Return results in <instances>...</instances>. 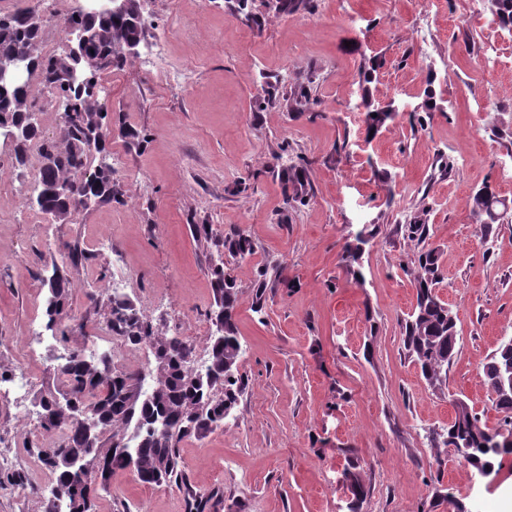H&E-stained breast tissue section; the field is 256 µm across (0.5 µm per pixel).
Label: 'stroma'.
I'll use <instances>...</instances> for the list:
<instances>
[{
  "label": "stroma",
  "instance_id": "1",
  "mask_svg": "<svg viewBox=\"0 0 512 512\" xmlns=\"http://www.w3.org/2000/svg\"><path fill=\"white\" fill-rule=\"evenodd\" d=\"M145 40L179 68V90L134 59L103 77L112 109L148 130L143 148L115 142L107 161L124 204L81 212L76 222H43L28 198L38 163L15 172L0 141V168L17 193L0 197V368L16 363L13 344L45 320L36 273L46 248L76 241L92 259L73 285L69 311L87 317L72 345L102 332L87 315L89 295L107 300L112 279L168 335L206 345L213 303L206 250L191 232L243 229L254 255L233 261L242 291L236 325L245 389L237 419L179 445L192 488L221 490L228 512H353L349 474L364 496L354 512H448L449 498L470 512H512V456L493 483L464 466L440 467L433 430L461 397L490 428L493 409L483 367L512 336V224L482 237L472 193L492 185L512 208L504 180L512 141L492 127L512 123V35L481 0H314L312 9L266 15L261 25L224 0H144ZM371 82H364V71ZM313 72L312 115L258 108L261 89L289 92ZM433 89L439 107L420 125L410 114ZM394 102L398 116L373 138L363 98ZM287 145L280 159L272 152ZM451 171L439 170V155ZM310 170L307 205L284 209L272 167ZM426 199L431 241L441 250L439 295L457 316V356L445 395L434 393L403 345L401 324L415 301L405 272L415 249L403 225ZM287 223H279L280 212ZM374 236L359 275L342 260L352 232ZM287 261L289 287L268 290L251 309L262 265ZM0 476H26L38 464L0 400ZM100 512H185L174 486L139 483L116 471Z\"/></svg>",
  "mask_w": 512,
  "mask_h": 512
}]
</instances>
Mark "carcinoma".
I'll return each mask as SVG.
<instances>
[{
    "mask_svg": "<svg viewBox=\"0 0 512 512\" xmlns=\"http://www.w3.org/2000/svg\"><path fill=\"white\" fill-rule=\"evenodd\" d=\"M28 8H17L9 13L13 18L10 26L0 28V49L17 54L24 61L37 59L34 82L14 84L16 97H24L34 104L37 86L52 85L58 95L61 109V132L51 138L35 128L18 148L23 158L42 145L40 164L35 174L34 192H42L43 198L37 211L57 216L73 214L78 209L101 202L124 203L123 195L115 188L112 166L106 155L112 139L118 137L127 144L142 147L149 135L121 122L112 125V105L96 92L97 80L74 89L62 64L64 57L36 53L42 27L32 28L22 22L31 14ZM492 14L497 16L501 29L512 33V0H494ZM61 28H95L99 38L92 46V59L100 62L91 66V74L112 73L123 70L133 58L123 55L116 44L125 41H143L147 20L121 17L91 18L81 13L65 14ZM313 74L304 75V81L285 98L278 96L272 84L263 88L258 107L282 104L290 112L299 114L311 111L314 100L310 96ZM394 122L388 112H366V129L379 131ZM283 203L306 204L311 189L309 171L305 167L291 166L277 170ZM67 188V194L54 192L57 186ZM195 238L206 243L209 251L210 275L214 309L207 314L214 321V313L223 311L220 322L224 324V340L210 343L209 364L206 372L198 373L189 364L190 347L178 336H169L160 325L140 311L127 296L112 293L107 300L105 324L107 330L130 343L146 342L155 359L153 387L145 392L140 389L139 376L135 372L106 374L103 360L85 354V347L68 345L73 327L65 323L67 305L74 280L90 255L76 245L67 247L65 260L50 257L43 263L38 279L46 288L45 316L55 339L67 351L65 362L54 368L58 384L39 398L43 408V430L58 435L50 452L43 458L44 465L56 474L50 489L46 512H97L100 493L91 497L84 494L80 482L66 465L68 455L81 454L82 474L89 482L101 479L102 490H107L112 471L121 468L117 460L119 451L131 453L138 463L135 478L148 485L155 481L148 475L161 473L166 483H174L184 493L186 512H213L220 498L215 492L200 493L183 479L180 469L178 444L190 437L207 433V429L179 423V417L203 412L218 418L224 417V406L236 407L244 389L241 371L224 372V360L242 359V348L237 336L236 317L241 291L231 276L227 263L215 261V255L225 258L244 259L255 253V245L241 228L218 233L210 224L192 225ZM405 238L414 243L417 252L412 260L410 276L415 288L414 312L402 323L403 345L424 380L447 376V370L456 356L452 334L456 322L448 319V304L442 301L437 286L443 279L437 248L428 244L430 226L422 218L404 225ZM373 238L372 232L362 228L346 242L343 261L355 278L361 273L353 269L359 262L363 246ZM287 262L265 264L254 282L251 308L260 312L266 300V291L279 285H288L284 272ZM166 411L171 418L163 429L156 425V416ZM498 431L481 423L477 414L470 412L450 425L441 427L433 434L431 449L437 462L448 454L453 440L468 441L474 451L466 458V466L486 468L495 466L502 455L512 454V443H495Z\"/></svg>",
    "mask_w": 512,
    "mask_h": 512,
    "instance_id": "1",
    "label": "carcinoma"
}]
</instances>
